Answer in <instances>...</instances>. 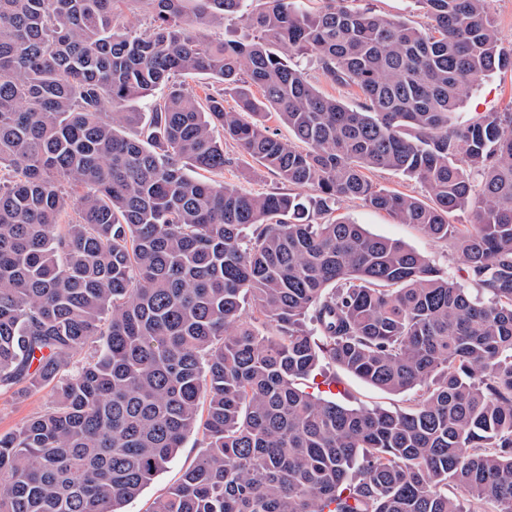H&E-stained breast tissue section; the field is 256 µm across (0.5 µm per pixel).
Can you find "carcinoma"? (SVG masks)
<instances>
[{"label": "carcinoma", "instance_id": "1", "mask_svg": "<svg viewBox=\"0 0 512 512\" xmlns=\"http://www.w3.org/2000/svg\"><path fill=\"white\" fill-rule=\"evenodd\" d=\"M125 2L0 0V391L54 390L0 435V512H122L194 433L150 512H512V113L454 117L473 79L512 71L488 0H419L425 31L348 0H136L139 33ZM229 17L257 34L195 36ZM198 74L238 107L177 81ZM226 141L314 195L204 179ZM342 198L453 240L478 293L331 218ZM325 361L413 403L298 386ZM278 52L283 56H288V59L289 56H291L292 62H297L300 65V68H302L307 73L310 82L323 94L336 97L352 108H356V106L360 103L355 88L342 86L328 79L318 69L316 63L309 57L304 58L297 56L282 49H280ZM368 176L377 187L387 190H397L407 195L417 197L423 202H429V197L424 186L417 180L403 177L388 170H372L368 173Z\"/></svg>", "mask_w": 512, "mask_h": 512}]
</instances>
